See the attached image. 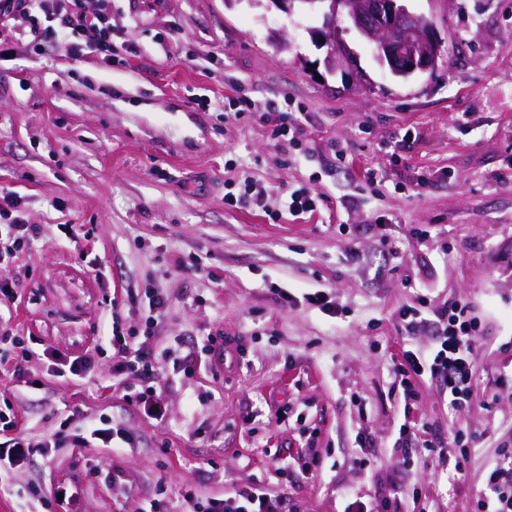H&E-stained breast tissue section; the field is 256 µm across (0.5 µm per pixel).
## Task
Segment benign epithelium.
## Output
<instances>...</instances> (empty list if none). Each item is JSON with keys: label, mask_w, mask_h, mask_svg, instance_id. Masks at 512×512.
I'll list each match as a JSON object with an SVG mask.
<instances>
[{"label": "benign epithelium", "mask_w": 512, "mask_h": 512, "mask_svg": "<svg viewBox=\"0 0 512 512\" xmlns=\"http://www.w3.org/2000/svg\"><path fill=\"white\" fill-rule=\"evenodd\" d=\"M325 16L313 32L326 47L324 65L331 74L354 75L356 83L371 84L357 65V54L343 38V25L356 28L373 48L379 64L394 75L412 77L437 69L442 42L431 18L416 14L403 0H319Z\"/></svg>", "instance_id": "obj_1"}]
</instances>
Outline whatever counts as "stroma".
Wrapping results in <instances>:
<instances>
[{"label":"stroma","instance_id":"35a3bbf8","mask_svg":"<svg viewBox=\"0 0 512 512\" xmlns=\"http://www.w3.org/2000/svg\"><path fill=\"white\" fill-rule=\"evenodd\" d=\"M407 6L433 19L444 61L402 81L348 33L367 90L326 73L311 35L320 18L265 0H112L111 61L63 42L0 53V196L39 228L0 269V336L21 342L0 354V413L14 423L0 445L35 444L0 485V512H21L32 488L50 512L152 500L183 512L186 493L245 486L285 512H343L350 498L378 512H476L512 449V392L497 387L512 362V0ZM240 96L250 113L225 115ZM273 102L298 114V144L260 120ZM369 169L383 181L368 184ZM248 181L257 197L229 206ZM298 187L317 193L316 211L276 217ZM322 288L337 317L303 303ZM148 289L168 299L154 326L137 312ZM423 297L467 303L478 319L463 412L427 376L404 411L396 368L403 351L431 349L434 327L405 331L399 311ZM116 331L147 364L118 381ZM85 355L97 361L87 377L56 376ZM129 385L160 415L128 399ZM86 417L119 424L128 442L80 444ZM409 419L434 438L463 430V449L445 466L404 453Z\"/></svg>","mask_w":512,"mask_h":512}]
</instances>
